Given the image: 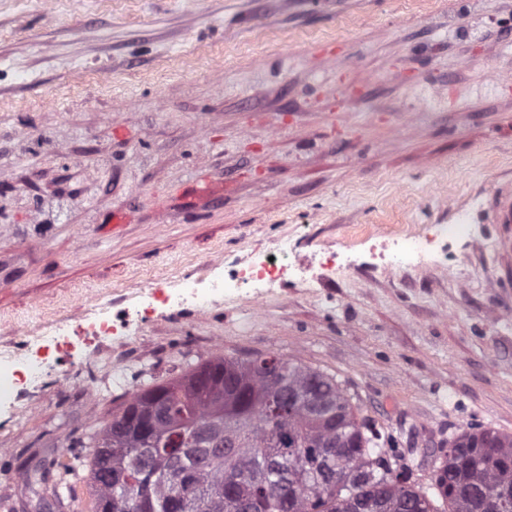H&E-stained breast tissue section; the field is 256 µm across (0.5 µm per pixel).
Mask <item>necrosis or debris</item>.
Here are the masks:
<instances>
[{"label": "necrosis or debris", "mask_w": 512, "mask_h": 512, "mask_svg": "<svg viewBox=\"0 0 512 512\" xmlns=\"http://www.w3.org/2000/svg\"><path fill=\"white\" fill-rule=\"evenodd\" d=\"M454 240L477 242L476 230L467 215H459L453 224L430 225L427 232L418 237L404 236L382 241L371 257L378 266L389 270L422 266L445 254ZM352 263L346 252L327 249L322 252L318 263L311 264L284 241L273 255H246L233 268L208 279L137 289L135 315L131 318L114 314L107 304L95 303L91 316L60 320L43 335L29 337L22 347L0 352V411L14 412L19 392L42 378L49 366L47 351L69 354L87 340L124 335L129 331L132 319H146L163 307L192 305L202 309L216 297L240 292L258 297L263 289L276 288L291 280L308 282L312 267H319L329 275L347 269Z\"/></svg>", "instance_id": "4bbe7bcc"}]
</instances>
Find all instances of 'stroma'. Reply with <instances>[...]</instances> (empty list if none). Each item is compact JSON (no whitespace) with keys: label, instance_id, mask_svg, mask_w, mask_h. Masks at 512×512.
<instances>
[{"label":"stroma","instance_id":"obj_1","mask_svg":"<svg viewBox=\"0 0 512 512\" xmlns=\"http://www.w3.org/2000/svg\"><path fill=\"white\" fill-rule=\"evenodd\" d=\"M509 183L512 0H0V351L285 239L355 261L59 356L0 415V512H89L88 436L224 355L333 376L425 487L458 432L512 434ZM462 209L488 248L373 267ZM486 217L491 224H512V183L507 191L496 192L486 209Z\"/></svg>","mask_w":512,"mask_h":512}]
</instances>
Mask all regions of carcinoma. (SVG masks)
Wrapping results in <instances>:
<instances>
[{"mask_svg": "<svg viewBox=\"0 0 512 512\" xmlns=\"http://www.w3.org/2000/svg\"><path fill=\"white\" fill-rule=\"evenodd\" d=\"M160 403L146 430L131 424ZM336 380L277 356H224L136 391L91 437L92 512H497L512 498V434L472 427L448 441L431 488L380 447Z\"/></svg>", "mask_w": 512, "mask_h": 512, "instance_id": "carcinoma-1", "label": "carcinoma"}]
</instances>
